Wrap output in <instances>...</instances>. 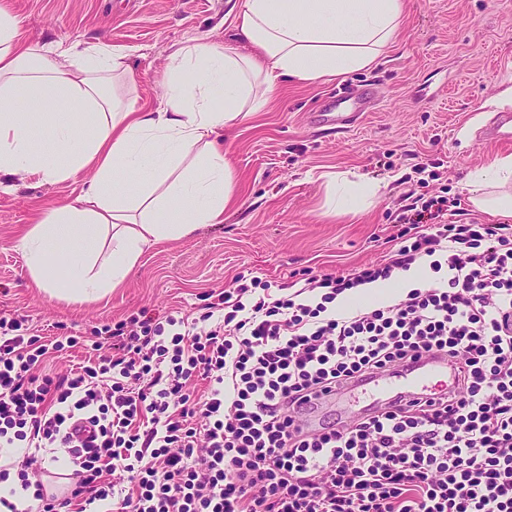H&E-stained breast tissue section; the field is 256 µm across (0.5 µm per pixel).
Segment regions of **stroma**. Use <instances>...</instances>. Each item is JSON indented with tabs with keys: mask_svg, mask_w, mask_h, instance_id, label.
Returning <instances> with one entry per match:
<instances>
[{
	"mask_svg": "<svg viewBox=\"0 0 512 512\" xmlns=\"http://www.w3.org/2000/svg\"><path fill=\"white\" fill-rule=\"evenodd\" d=\"M240 0H0L35 46L53 40L103 42L131 56L141 106L161 103L171 54L195 39L234 42ZM372 88L371 110L336 128L310 121L328 94ZM512 87V0H406L400 39L373 68L329 82L281 80L266 108L216 143L237 178L238 199L224 221L148 247L125 287L93 303L60 300L32 283L19 238L43 210L75 196L79 179L40 184L13 176L0 192V310L24 316L45 340L89 338L141 309L201 314L209 292L237 276L273 287L378 262L410 194L448 200L449 223L512 225V216L477 210L468 170L511 150L476 136ZM423 160L429 177L416 173ZM371 180L379 192L360 209L326 213L330 176Z\"/></svg>",
	"mask_w": 512,
	"mask_h": 512,
	"instance_id": "35a3bbf8",
	"label": "stroma"
}]
</instances>
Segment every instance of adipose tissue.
Here are the masks:
<instances>
[{
    "label": "adipose tissue",
    "mask_w": 512,
    "mask_h": 512,
    "mask_svg": "<svg viewBox=\"0 0 512 512\" xmlns=\"http://www.w3.org/2000/svg\"><path fill=\"white\" fill-rule=\"evenodd\" d=\"M403 0H243L236 46L173 52L163 105L138 107L127 53L102 43L28 45L0 6V191L92 176L21 238L49 296L93 301L121 287L145 248L224 221L235 197L218 130L259 111L282 78L327 81L370 68L394 41ZM223 106H216V99ZM472 204L512 213V155L470 173Z\"/></svg>",
    "instance_id": "obj_1"
}]
</instances>
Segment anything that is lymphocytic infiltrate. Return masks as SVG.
Segmentation results:
<instances>
[{"instance_id":"lymphocytic-infiltrate-1","label":"lymphocytic infiltrate","mask_w":512,"mask_h":512,"mask_svg":"<svg viewBox=\"0 0 512 512\" xmlns=\"http://www.w3.org/2000/svg\"><path fill=\"white\" fill-rule=\"evenodd\" d=\"M447 212L414 198L409 237L355 273L291 293L238 277L197 318L140 311L63 372L46 361L74 338L0 314V448L25 451L0 483L31 490L34 512H512V242ZM424 261L438 285L337 313L346 291ZM431 351L453 363L452 393L298 426L320 395ZM42 448L64 449L67 497L31 481Z\"/></svg>"}]
</instances>
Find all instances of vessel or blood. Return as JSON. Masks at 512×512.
Masks as SVG:
<instances>
[{"label": "vessel or blood", "instance_id": "vessel-or-blood-1", "mask_svg": "<svg viewBox=\"0 0 512 512\" xmlns=\"http://www.w3.org/2000/svg\"><path fill=\"white\" fill-rule=\"evenodd\" d=\"M365 110V101L352 100L350 92L339 91L332 95L321 112L315 113L314 118L321 123L347 126L355 123ZM478 136L485 141L511 146L512 112L505 110L496 113L479 129ZM438 376L445 377L449 387H456L457 375L447 356L426 355L411 369L392 370L374 377L370 382L373 401L381 404L399 399L428 398L436 390L433 380Z\"/></svg>", "mask_w": 512, "mask_h": 512}]
</instances>
